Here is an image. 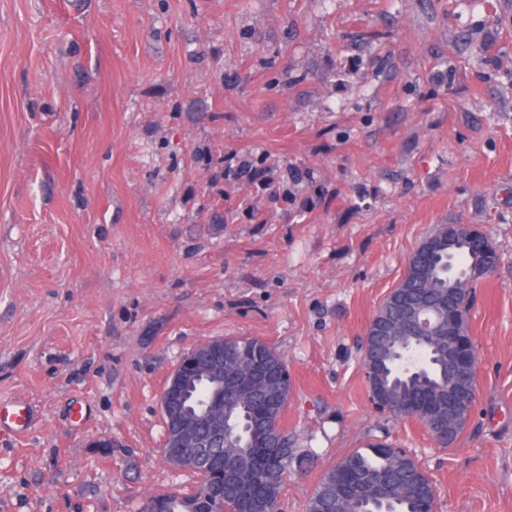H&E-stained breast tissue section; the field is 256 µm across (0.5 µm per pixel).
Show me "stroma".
<instances>
[{
    "label": "stroma",
    "instance_id": "obj_1",
    "mask_svg": "<svg viewBox=\"0 0 512 512\" xmlns=\"http://www.w3.org/2000/svg\"><path fill=\"white\" fill-rule=\"evenodd\" d=\"M499 246L455 443L373 407L361 341L418 244ZM257 337L305 460L279 512L374 440L436 512H512V0H0V512H139L193 472L159 397ZM30 417L29 407L22 399L0 403V432L8 431L19 436L27 430Z\"/></svg>",
    "mask_w": 512,
    "mask_h": 512
}]
</instances>
